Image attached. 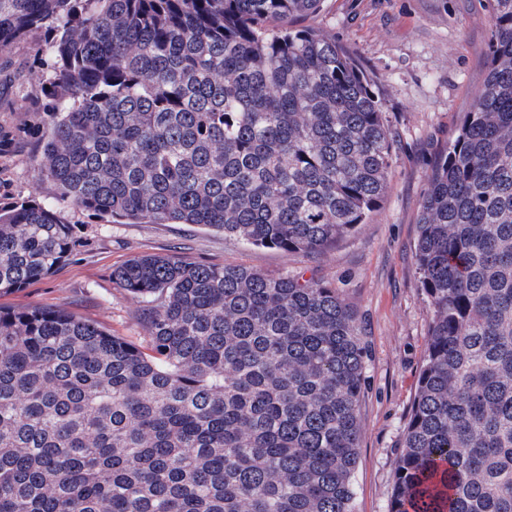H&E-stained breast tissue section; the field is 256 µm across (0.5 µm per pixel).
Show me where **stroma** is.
<instances>
[{
	"label": "stroma",
	"instance_id": "stroma-1",
	"mask_svg": "<svg viewBox=\"0 0 512 512\" xmlns=\"http://www.w3.org/2000/svg\"><path fill=\"white\" fill-rule=\"evenodd\" d=\"M312 24L357 57L400 136L388 192L357 233L309 261L194 224H115L64 205L61 213L80 230L73 256L49 277L0 296V303L65 309L141 343L138 304L112 277L137 255L182 254L273 276L304 270L334 284L361 321L368 351L355 512H387L427 345L428 307L414 265L420 203L435 155L455 138L460 114L483 81L490 30L478 0H325ZM48 60L40 30L0 52L3 205L55 204L37 174L38 135L49 121L41 96Z\"/></svg>",
	"mask_w": 512,
	"mask_h": 512
}]
</instances>
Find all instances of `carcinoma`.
Instances as JSON below:
<instances>
[{"instance_id":"carcinoma-1","label":"carcinoma","mask_w":512,"mask_h":512,"mask_svg":"<svg viewBox=\"0 0 512 512\" xmlns=\"http://www.w3.org/2000/svg\"><path fill=\"white\" fill-rule=\"evenodd\" d=\"M323 0H0L47 35L39 178L118 224H196L314 258L383 202L398 148ZM434 160L415 264L428 346L388 512H512V0ZM75 226L0 206V295ZM148 341L0 305V512H354L366 348L336 286L179 254L112 271Z\"/></svg>"}]
</instances>
